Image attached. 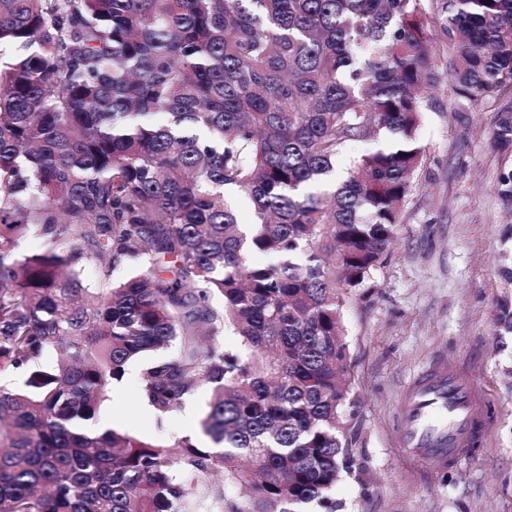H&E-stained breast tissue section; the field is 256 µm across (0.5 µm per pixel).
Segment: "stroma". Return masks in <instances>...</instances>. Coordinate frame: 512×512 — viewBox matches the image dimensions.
<instances>
[{
  "label": "stroma",
  "mask_w": 512,
  "mask_h": 512,
  "mask_svg": "<svg viewBox=\"0 0 512 512\" xmlns=\"http://www.w3.org/2000/svg\"><path fill=\"white\" fill-rule=\"evenodd\" d=\"M494 124L492 107L440 98L424 119L428 164L394 241L363 283L344 292L350 389L343 431L356 443L330 493L338 512H512V336L494 334L495 304L505 293L496 259L512 245L502 238ZM437 356L481 384L490 416L483 446L447 471L405 460L396 443L403 387ZM145 366L129 365L100 413L139 440L202 441L209 389L157 417L137 396Z\"/></svg>",
  "instance_id": "stroma-1"
}]
</instances>
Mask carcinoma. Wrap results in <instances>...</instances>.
Returning <instances> with one entry per match:
<instances>
[{
  "label": "carcinoma",
  "mask_w": 512,
  "mask_h": 512,
  "mask_svg": "<svg viewBox=\"0 0 512 512\" xmlns=\"http://www.w3.org/2000/svg\"><path fill=\"white\" fill-rule=\"evenodd\" d=\"M446 92L497 107L512 213V0H0V370L24 372L0 512H336L342 290L392 244ZM162 350L139 389L159 417L211 390L210 445L174 457L89 427Z\"/></svg>",
  "instance_id": "1"
}]
</instances>
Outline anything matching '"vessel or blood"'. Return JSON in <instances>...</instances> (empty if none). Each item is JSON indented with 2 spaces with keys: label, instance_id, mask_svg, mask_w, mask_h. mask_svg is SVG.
<instances>
[{
  "label": "vessel or blood",
  "instance_id": "vessel-or-blood-1",
  "mask_svg": "<svg viewBox=\"0 0 512 512\" xmlns=\"http://www.w3.org/2000/svg\"><path fill=\"white\" fill-rule=\"evenodd\" d=\"M401 410L399 447L411 459L435 468L460 465L488 432L482 388L463 381L444 359L410 378Z\"/></svg>",
  "mask_w": 512,
  "mask_h": 512
}]
</instances>
